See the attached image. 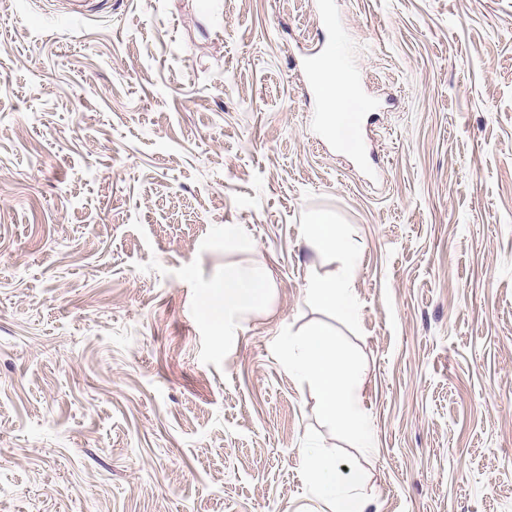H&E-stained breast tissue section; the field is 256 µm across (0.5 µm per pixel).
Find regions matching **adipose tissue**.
<instances>
[{"label": "adipose tissue", "mask_w": 512, "mask_h": 512, "mask_svg": "<svg viewBox=\"0 0 512 512\" xmlns=\"http://www.w3.org/2000/svg\"><path fill=\"white\" fill-rule=\"evenodd\" d=\"M355 91L350 74L339 67L324 69L319 84L323 109L341 119L345 101ZM306 241L318 251H338L353 257L355 246L343 231L333 213L314 214L304 226ZM269 283L266 275L255 269L225 270L223 281L212 297V313L232 326L243 314L258 307L266 298ZM308 303L332 311L346 319L357 313L350 272L334 279L312 280L307 288ZM285 362L289 372L305 381L311 388L324 418L336 426L354 432L362 447H369L370 435L359 410L353 403L352 391L356 379L352 361L340 353L332 332L321 326L308 328L300 337L289 339ZM309 474L318 488L332 503V512H366L367 499L358 488L362 483L359 472L343 467L330 455L313 448L303 451Z\"/></svg>", "instance_id": "1"}]
</instances>
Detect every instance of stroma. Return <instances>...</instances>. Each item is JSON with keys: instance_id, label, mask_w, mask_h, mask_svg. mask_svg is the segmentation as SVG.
Here are the masks:
<instances>
[{"instance_id": "1", "label": "stroma", "mask_w": 512, "mask_h": 512, "mask_svg": "<svg viewBox=\"0 0 512 512\" xmlns=\"http://www.w3.org/2000/svg\"><path fill=\"white\" fill-rule=\"evenodd\" d=\"M228 267L272 290L224 337ZM316 322L371 448L284 362ZM311 447L368 512H512V0H0V512H324ZM317 53L320 57L315 61V64L325 62L331 66H336V55L331 46L322 45ZM318 89L323 103V112H329L333 115L336 128V125L342 120V108L345 101L355 91L351 76L340 66L325 68L322 71ZM306 241L318 251H339L347 259H352L355 246L350 237L343 231L333 213L321 211L314 214L304 224ZM306 300L345 319H353L357 308L351 288L350 271H344L334 279H313L307 288Z\"/></svg>"}]
</instances>
